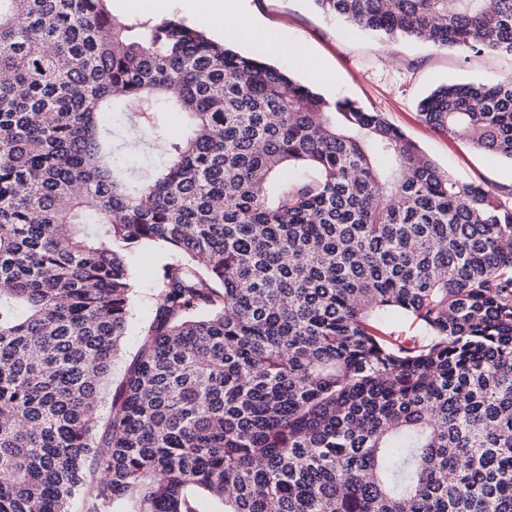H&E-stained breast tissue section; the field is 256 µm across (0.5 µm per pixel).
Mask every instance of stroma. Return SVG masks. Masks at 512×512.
<instances>
[{
	"instance_id": "35a3bbf8",
	"label": "stroma",
	"mask_w": 512,
	"mask_h": 512,
	"mask_svg": "<svg viewBox=\"0 0 512 512\" xmlns=\"http://www.w3.org/2000/svg\"><path fill=\"white\" fill-rule=\"evenodd\" d=\"M168 15L184 18L212 39L246 52V45L234 41L231 30L240 7L263 25H288V50L271 45L265 62L287 70L301 82L307 71L297 55L307 52L335 74L333 82L320 85L328 99L348 98L364 107L384 113L390 123L416 141L442 170L458 178L497 191L512 186V160L449 137L423 123L419 101L438 86L466 81L494 83L512 75V56L507 54L461 53L422 42L384 40L378 35L350 29L323 15L314 0H224V20L216 22L201 14H190L185 0H169Z\"/></svg>"
}]
</instances>
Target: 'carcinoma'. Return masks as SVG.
<instances>
[{"label":"carcinoma","mask_w":512,"mask_h":512,"mask_svg":"<svg viewBox=\"0 0 512 512\" xmlns=\"http://www.w3.org/2000/svg\"><path fill=\"white\" fill-rule=\"evenodd\" d=\"M107 2L0 0V512H512V188ZM314 2L512 56V0ZM418 110L512 159V77ZM116 118L163 161H119Z\"/></svg>","instance_id":"carcinoma-1"}]
</instances>
